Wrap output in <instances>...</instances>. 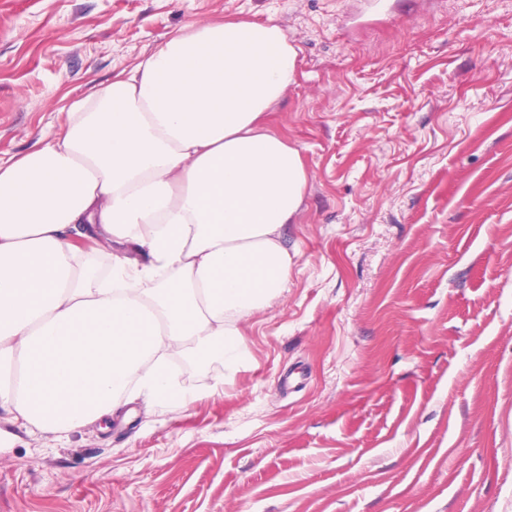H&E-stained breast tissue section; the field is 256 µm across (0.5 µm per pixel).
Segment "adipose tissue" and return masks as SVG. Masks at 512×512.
<instances>
[{
	"mask_svg": "<svg viewBox=\"0 0 512 512\" xmlns=\"http://www.w3.org/2000/svg\"><path fill=\"white\" fill-rule=\"evenodd\" d=\"M298 53L273 21L191 24L95 95L64 133L0 166V407L56 435L133 389L186 405L171 359L243 356L239 321L288 286L282 243L307 185L265 127ZM86 226L146 252L89 269Z\"/></svg>",
	"mask_w": 512,
	"mask_h": 512,
	"instance_id": "ef3b65f1",
	"label": "adipose tissue"
}]
</instances>
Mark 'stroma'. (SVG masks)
<instances>
[{
	"instance_id": "1",
	"label": "stroma",
	"mask_w": 512,
	"mask_h": 512,
	"mask_svg": "<svg viewBox=\"0 0 512 512\" xmlns=\"http://www.w3.org/2000/svg\"><path fill=\"white\" fill-rule=\"evenodd\" d=\"M275 19L308 182L287 290L184 407L0 409V512H512V0H0V163L169 36Z\"/></svg>"
}]
</instances>
